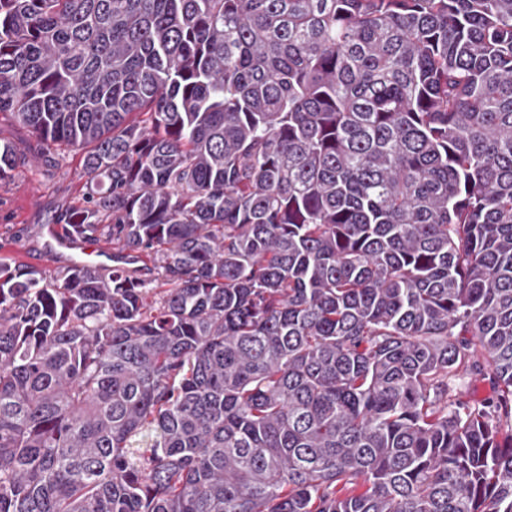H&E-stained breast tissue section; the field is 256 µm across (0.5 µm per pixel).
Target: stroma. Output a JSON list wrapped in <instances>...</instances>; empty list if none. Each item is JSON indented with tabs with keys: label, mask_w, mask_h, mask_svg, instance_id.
I'll return each instance as SVG.
<instances>
[{
	"label": "stroma",
	"mask_w": 512,
	"mask_h": 512,
	"mask_svg": "<svg viewBox=\"0 0 512 512\" xmlns=\"http://www.w3.org/2000/svg\"><path fill=\"white\" fill-rule=\"evenodd\" d=\"M4 143L16 148L19 161L11 176L0 181V259L56 274L69 260L82 257L77 249L62 257L52 254L44 233L45 227L59 223L66 208L83 201L82 155L61 148L52 162L37 161L35 139L10 115L0 114V145Z\"/></svg>",
	"instance_id": "obj_1"
}]
</instances>
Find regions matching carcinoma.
Instances as JSON below:
<instances>
[{
	"instance_id": "obj_1",
	"label": "carcinoma",
	"mask_w": 512,
	"mask_h": 512,
	"mask_svg": "<svg viewBox=\"0 0 512 512\" xmlns=\"http://www.w3.org/2000/svg\"><path fill=\"white\" fill-rule=\"evenodd\" d=\"M0 112L167 285L0 261V512H512V0H0ZM455 386L464 400L488 401L496 397V390L489 376L476 379L464 376L456 379Z\"/></svg>"
}]
</instances>
